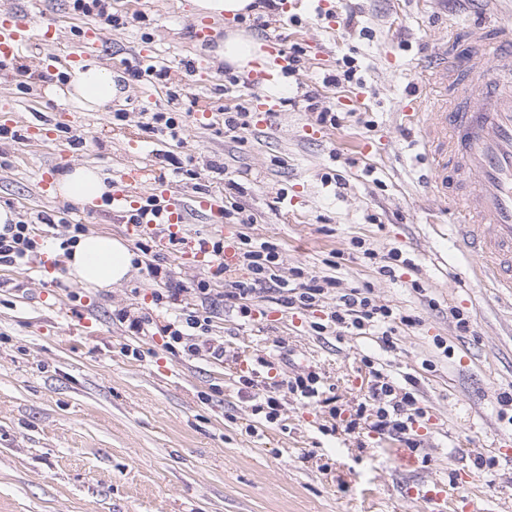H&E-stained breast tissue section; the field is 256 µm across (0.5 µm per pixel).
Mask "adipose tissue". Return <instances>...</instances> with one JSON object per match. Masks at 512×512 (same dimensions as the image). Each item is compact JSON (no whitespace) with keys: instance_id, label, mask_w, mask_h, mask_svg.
I'll return each instance as SVG.
<instances>
[{"instance_id":"ef3b65f1","label":"adipose tissue","mask_w":512,"mask_h":512,"mask_svg":"<svg viewBox=\"0 0 512 512\" xmlns=\"http://www.w3.org/2000/svg\"><path fill=\"white\" fill-rule=\"evenodd\" d=\"M221 53L226 64L242 72L250 70L264 55L261 42L240 30L226 32ZM67 76V100L80 111H98L117 95L112 72L94 62L71 65ZM55 189L62 199L82 204L102 198L107 187L98 169L77 166L58 174ZM132 258V252L121 240L109 235L88 234L79 236L70 248L66 262L77 283L91 288H108L127 278L132 269Z\"/></svg>"}]
</instances>
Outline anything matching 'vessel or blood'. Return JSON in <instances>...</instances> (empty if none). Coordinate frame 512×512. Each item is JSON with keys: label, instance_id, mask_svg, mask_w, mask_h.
<instances>
[{"label": "vessel or blood", "instance_id": "b4317fda", "mask_svg": "<svg viewBox=\"0 0 512 512\" xmlns=\"http://www.w3.org/2000/svg\"><path fill=\"white\" fill-rule=\"evenodd\" d=\"M59 22L48 14L14 10L0 16V56L9 57L35 40L57 37ZM99 27L83 29L70 60L99 50ZM272 65L262 74L274 80L292 70V58L279 40L269 42ZM425 77L433 95L403 108L421 118L423 149L433 160L431 189L457 218L452 236L458 251L472 257L473 278L512 294V24L476 25L467 30V50L451 59L437 49ZM130 168L120 176L111 201L130 203L144 177ZM168 222L185 230L190 205L165 193Z\"/></svg>", "mask_w": 512, "mask_h": 512}]
</instances>
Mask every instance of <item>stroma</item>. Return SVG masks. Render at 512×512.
I'll return each instance as SVG.
<instances>
[{
	"mask_svg": "<svg viewBox=\"0 0 512 512\" xmlns=\"http://www.w3.org/2000/svg\"><path fill=\"white\" fill-rule=\"evenodd\" d=\"M139 2L134 11L112 0L120 23L104 28L97 59L122 92L77 127L57 93L64 71L53 57L78 42L85 18L70 0H0V11H42L61 26L58 40L32 42L0 67V97L14 108L0 126L17 133L0 138V206L43 237L40 259L0 266V512H429L411 494L422 482L447 489L449 502L468 496L483 512H512V423L500 414L501 394L512 393V300L474 282L447 210L429 196L418 126L402 115L422 89L418 62L430 45L447 41L456 55L482 10L473 0H448L444 10L426 0H295L223 19L202 43L194 0ZM228 29L282 38L293 73L270 84L255 70L232 72L218 53ZM144 49L166 66L165 80L140 81L125 67ZM260 97L280 103L271 126L225 133V109ZM154 111L175 118L177 140L149 130ZM321 112L336 124L319 123ZM132 164L147 172L145 198L166 185L190 201L232 196L239 211L224 227L276 245L284 269L322 273L337 262L342 288L369 290L393 308L390 338L315 333L332 296L302 316L261 289L256 318H242L224 294L245 271L213 277L183 244L137 252L126 215L49 200L37 188L41 174L79 165L98 167L111 185ZM73 224L135 250L128 278L85 288L54 264ZM355 237L375 259L352 248ZM395 248L413 269L380 273ZM153 265L188 284L207 281L208 297L156 301ZM456 310L469 330L458 328ZM123 311L157 327L198 313L230 355L216 364L158 336L142 342L120 322ZM269 352L283 382L273 424L238 383ZM368 359L395 385L415 383L419 448L332 431L327 409L285 385L318 372L326 395L352 411L367 391Z\"/></svg>",
	"mask_w": 512,
	"mask_h": 512,
	"instance_id": "obj_1",
	"label": "stroma"
}]
</instances>
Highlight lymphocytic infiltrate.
Here are the masks:
<instances>
[{
    "label": "lymphocytic infiltrate",
    "mask_w": 512,
    "mask_h": 512,
    "mask_svg": "<svg viewBox=\"0 0 512 512\" xmlns=\"http://www.w3.org/2000/svg\"><path fill=\"white\" fill-rule=\"evenodd\" d=\"M38 248L36 237L24 223L7 224L0 227V265L12 266L28 262ZM235 265L247 271L246 280L236 282L233 290L225 292L224 301L238 308L243 316H250L251 302L259 286L280 283L281 303L284 307L305 312L318 306L330 290H337L339 279L336 275H308L302 268H294L288 281H281L279 271L283 263L281 252L268 242H260L248 234L237 236ZM338 292V290H337ZM394 311L386 305L373 302L364 296L361 289L352 288L338 292L336 304L328 316L327 323L315 324L316 332H324L327 325L340 328L367 330L386 325ZM202 327L199 316L190 314L182 320L181 327H167L165 337L181 344L190 356H202L220 361L224 358L223 344L200 336ZM373 382L369 390L371 405L370 428L379 434L393 435L403 440L407 447H419L420 441L414 435V425L423 414L413 392L396 387L383 377L379 370H372Z\"/></svg>",
    "instance_id": "obj_1"
}]
</instances>
